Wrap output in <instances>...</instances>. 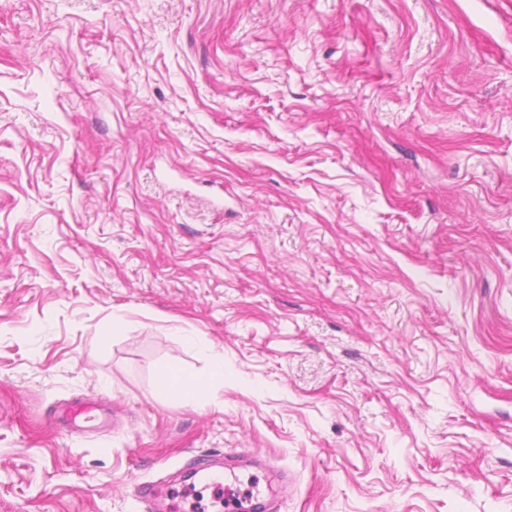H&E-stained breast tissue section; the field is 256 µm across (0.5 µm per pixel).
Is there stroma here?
I'll use <instances>...</instances> for the list:
<instances>
[{
	"label": "stroma",
	"instance_id": "stroma-1",
	"mask_svg": "<svg viewBox=\"0 0 512 512\" xmlns=\"http://www.w3.org/2000/svg\"><path fill=\"white\" fill-rule=\"evenodd\" d=\"M230 449L512 512V0H0V512ZM206 385L194 379L175 383L171 377L162 376L157 381V393L162 398L174 397L187 405H195L206 394Z\"/></svg>",
	"mask_w": 512,
	"mask_h": 512
}]
</instances>
